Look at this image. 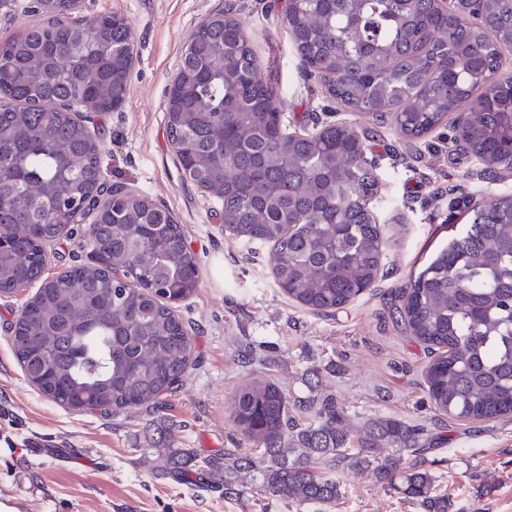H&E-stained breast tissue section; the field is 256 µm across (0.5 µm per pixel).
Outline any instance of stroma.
I'll return each instance as SVG.
<instances>
[{"mask_svg":"<svg viewBox=\"0 0 512 512\" xmlns=\"http://www.w3.org/2000/svg\"><path fill=\"white\" fill-rule=\"evenodd\" d=\"M223 2L80 0L75 11L118 14L132 24L135 65L126 99L92 115L90 127L102 147V182L143 192L171 211L199 263L198 287L177 309L194 338L195 364L163 412L65 409L28 384L11 349L9 327L37 284L0 296V512H319L255 494L252 471L241 475L244 494L228 499L208 479L176 480L155 469L150 437L169 426L174 448L200 456L228 448L252 453L232 425L230 404L256 380L293 399L334 395L358 424L385 417L418 428L424 466L437 493L447 495L448 512H512V416L476 422L439 414L424 382L431 354L396 312L398 293L452 233L443 223L450 196L477 204L510 195L512 178H482L476 160L453 149L451 123L410 143L348 111L307 74L279 0H235L253 49L278 80L289 129L354 123L379 165L374 208L388 242L376 287L328 314L289 300L272 278L270 247L225 235L219 204L183 177L166 133V90L184 47ZM85 229L75 225L48 246L44 278L88 260ZM335 477L343 498L332 512H419L373 471L344 468Z\"/></svg>","mask_w":512,"mask_h":512,"instance_id":"stroma-1","label":"stroma"}]
</instances>
